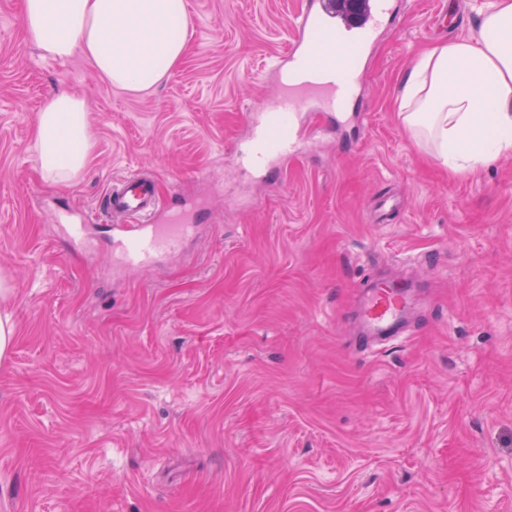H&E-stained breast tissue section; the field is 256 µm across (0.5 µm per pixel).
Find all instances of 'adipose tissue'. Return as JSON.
Here are the masks:
<instances>
[{"label": "adipose tissue", "mask_w": 512, "mask_h": 512, "mask_svg": "<svg viewBox=\"0 0 512 512\" xmlns=\"http://www.w3.org/2000/svg\"><path fill=\"white\" fill-rule=\"evenodd\" d=\"M27 39L43 57L80 55L111 86L142 92L183 58L187 0H22ZM416 144L460 174L512 153V0H492L477 36L422 52L399 97ZM43 176L78 178L92 150L87 105L62 91L40 108L30 145Z\"/></svg>", "instance_id": "obj_1"}]
</instances>
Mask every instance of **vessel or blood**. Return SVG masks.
Here are the masks:
<instances>
[{
	"label": "vessel or blood",
	"mask_w": 512,
	"mask_h": 512,
	"mask_svg": "<svg viewBox=\"0 0 512 512\" xmlns=\"http://www.w3.org/2000/svg\"><path fill=\"white\" fill-rule=\"evenodd\" d=\"M394 12L390 0H363L354 14L335 0H305L289 49L290 64L280 71L272 104L251 116L256 149L242 157V164L256 168L295 155L292 128L301 112L344 111L360 84L359 73L341 63L357 48L351 32L359 31L363 39H370ZM101 209L113 221L137 222L131 233L113 239L117 259L128 269L147 268L182 253L198 231L179 199L161 202L154 183L140 176L115 181ZM363 291L360 317L366 336L380 342L399 336L411 303L410 285L379 279L365 284Z\"/></svg>",
	"instance_id": "b4317fda"
}]
</instances>
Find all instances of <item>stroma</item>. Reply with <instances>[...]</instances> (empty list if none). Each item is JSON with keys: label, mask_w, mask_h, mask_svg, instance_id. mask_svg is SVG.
<instances>
[{"label": "stroma", "mask_w": 512, "mask_h": 512, "mask_svg": "<svg viewBox=\"0 0 512 512\" xmlns=\"http://www.w3.org/2000/svg\"><path fill=\"white\" fill-rule=\"evenodd\" d=\"M304 2L188 0L185 56L133 93L42 59L0 0V512H512V154L449 175L397 111L420 52L476 35L485 0H399L353 120L307 113L287 167L239 165ZM60 88L94 141L67 185L30 150ZM132 174L201 208L184 255L128 272L99 205ZM372 271L425 293L359 354Z\"/></svg>", "instance_id": "obj_1"}]
</instances>
